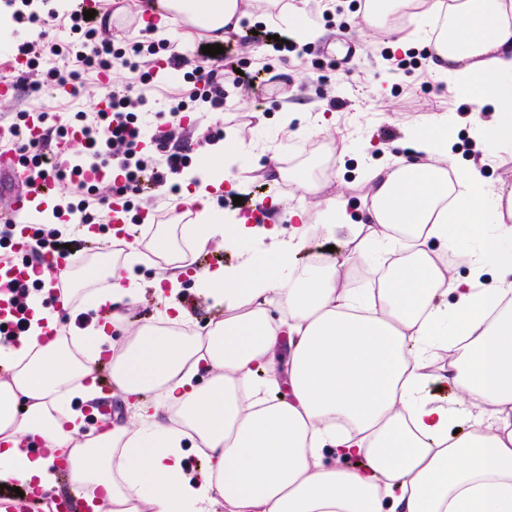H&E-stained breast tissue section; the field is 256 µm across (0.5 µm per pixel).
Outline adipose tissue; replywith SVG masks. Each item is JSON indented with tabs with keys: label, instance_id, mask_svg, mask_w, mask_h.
<instances>
[{
	"label": "adipose tissue",
	"instance_id": "ef3b65f1",
	"mask_svg": "<svg viewBox=\"0 0 512 512\" xmlns=\"http://www.w3.org/2000/svg\"><path fill=\"white\" fill-rule=\"evenodd\" d=\"M257 10L307 41L325 34L302 5L178 0L187 39L239 32ZM357 24L395 49L429 27V71L468 99L479 162L451 151L447 117L411 126L416 160L362 171L363 222L345 195L318 199L310 172L291 169L313 200L284 236L213 206L214 186L239 190L232 162L247 149L205 146L183 175L197 223L157 225L152 251L175 291L197 253L247 242L238 265L194 277L223 319L202 336L184 333L178 307L158 325L128 322L144 287L118 262L82 266L95 288L81 301L66 291L62 308L33 292L28 331L0 344V481L49 491L61 458L72 496L99 490L92 512H512V263L501 256L512 186L490 187L480 171L512 145V0H365ZM315 224L335 255L304 257ZM382 264L376 288H345L354 267ZM455 265L469 278L453 277ZM64 311L90 321L62 330ZM111 324L125 327L123 350ZM445 348L459 356L435 372ZM103 366L130 400L124 424L87 423ZM435 382L452 399L430 396ZM189 445L205 462L196 482L182 465Z\"/></svg>",
	"mask_w": 512,
	"mask_h": 512
}]
</instances>
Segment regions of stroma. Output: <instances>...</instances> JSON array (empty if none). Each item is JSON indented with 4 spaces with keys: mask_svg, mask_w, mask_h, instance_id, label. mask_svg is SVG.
I'll use <instances>...</instances> for the list:
<instances>
[{
    "mask_svg": "<svg viewBox=\"0 0 512 512\" xmlns=\"http://www.w3.org/2000/svg\"><path fill=\"white\" fill-rule=\"evenodd\" d=\"M151 0H103L102 10L111 12L112 24L103 35L123 47L135 41H154L157 32L141 30L137 20L140 12L148 10ZM308 10L320 17L326 31L325 38L309 44L306 62L279 60L273 54H254L258 42L252 37L259 28L274 29L275 24L261 15L244 21L242 31L230 34L228 41L235 50L226 63L247 73L251 86L227 88L224 112L217 118L192 122L177 128L175 147L197 153L205 145L218 142L220 135H228L256 144L248 166L241 171L243 193L257 195L259 191L278 190L289 206L300 207L308 201L304 191L287 178L281 170L295 167L309 169L321 187V199L337 194L348 197L356 220H366L370 202V186L356 174L364 157L375 159L385 154L412 158L411 143L405 137L408 125L421 120L430 112H445L452 117L450 139L462 162L471 156L464 149L472 142L470 106L467 101L451 93L447 86L436 82L428 66L403 71L389 68L377 50L367 49L369 34L356 26L355 0H310ZM347 37L357 49L350 58L336 57L333 48L338 37ZM177 50L193 55L197 40L183 39L178 28H170L162 36ZM162 87L143 108L141 118L145 136L171 126L172 117L164 104V95L183 87V74L179 71L159 72ZM100 91L88 85L78 102L59 96L55 85L45 82L39 74H32L26 84L20 85L17 96L0 101V127L17 122L21 112L48 113L56 116L71 112L73 104L85 111H93ZM289 115L292 139L280 133L282 115ZM335 122L341 134L359 143H369L367 155L348 157L344 168H337L328 157L330 140L320 133L321 120ZM180 177L170 184L155 187L151 192L133 198V207L144 213L157 208L166 212L170 224H182L186 215L177 206L180 197ZM184 306L191 316L194 331L206 332L211 321L222 318L224 309L203 303L194 291V281L182 275L181 290L173 297L157 300L152 292H145L132 311L136 319H157L167 305Z\"/></svg>",
    "mask_w": 512,
    "mask_h": 512,
    "instance_id": "stroma-1",
    "label": "stroma"
}]
</instances>
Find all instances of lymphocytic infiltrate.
<instances>
[{
  "label": "lymphocytic infiltrate",
  "mask_w": 512,
  "mask_h": 512,
  "mask_svg": "<svg viewBox=\"0 0 512 512\" xmlns=\"http://www.w3.org/2000/svg\"><path fill=\"white\" fill-rule=\"evenodd\" d=\"M66 20L71 32L78 34V41L63 45L50 40L47 32L42 30L35 39L17 49L18 54L27 57L30 68H43L47 81L74 87L98 79L117 64L141 74L136 94L113 88L110 111L76 113L81 141L90 154L88 163L77 162L69 152L59 154L55 161L57 177L70 182L72 187L71 200L57 208L55 219L61 221L65 216L77 214L82 223L91 224L96 220L98 200L95 187L80 178L82 166L108 168L123 177L124 183L118 192L128 197L137 191L142 180H152L158 186L165 184L186 167L188 159L180 152L169 150V134L157 135L151 150L142 140L138 113L147 104L154 87L149 74L141 73L140 68L146 58L156 55L155 45L136 42L117 48L110 40L98 38L82 15L73 12L67 14ZM198 60V67L192 68L182 54L174 52L169 56L170 67L186 70V80L193 85L188 97H172L169 109L172 116L185 112L223 111L225 85L239 88L249 83L248 76L236 74L231 69L203 71L202 65L209 62V55L199 54Z\"/></svg>",
  "instance_id": "obj_1"
}]
</instances>
